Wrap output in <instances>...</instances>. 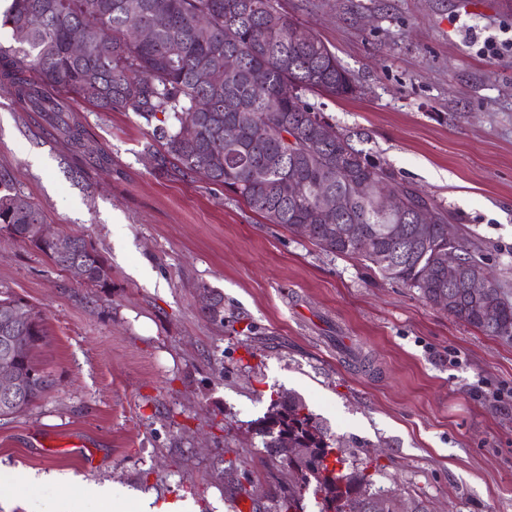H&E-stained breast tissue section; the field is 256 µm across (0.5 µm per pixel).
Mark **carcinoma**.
I'll use <instances>...</instances> for the list:
<instances>
[{
  "instance_id": "cac0c4a2",
  "label": "carcinoma",
  "mask_w": 512,
  "mask_h": 512,
  "mask_svg": "<svg viewBox=\"0 0 512 512\" xmlns=\"http://www.w3.org/2000/svg\"><path fill=\"white\" fill-rule=\"evenodd\" d=\"M0 26L10 28L12 39L8 46L0 44V81L32 111L62 113L64 98L72 96L100 110L134 112L153 126V137L164 147L161 165L172 159L182 175L223 186L270 224L290 231L311 224L309 239L323 250L366 262L383 278L417 289L433 307L446 296L448 315L487 336L512 340V302L504 300L489 319L467 291V270L485 263V257L467 238L448 241V210L370 161L340 133L325 149H310L329 121L306 102V94L346 97L355 85L329 45L312 33L298 36L300 25L277 9L276 0H13ZM141 27L153 28L152 40L134 37ZM105 28L112 32L107 40L102 39ZM75 31L94 45L92 54H71ZM226 55L240 57L237 72L224 71ZM199 99L209 100L211 111H197ZM243 114L250 121L239 142H225L224 119ZM62 123L73 151L99 168L109 166L108 154L91 144L79 119L70 116ZM188 123L198 128L194 140L182 136ZM287 171L300 186L291 196L281 189ZM323 189L348 200L334 224L317 216V192ZM386 191L402 203L393 214L381 208ZM421 204L433 211L424 240L405 219ZM42 223L36 205L0 173V229L34 245L78 284L111 287L106 260L86 239L68 236L60 249L37 236L35 225ZM450 249L462 265L455 288L448 287L444 267ZM199 290L206 298L204 316L224 324V297L206 284ZM6 320L12 323L16 369L25 384L14 401L0 399V417L25 411L54 386L53 375L36 358L47 336L42 316L8 295L0 298V329ZM278 408L275 431L255 422L269 456H275L271 434L286 433L299 447L311 449L308 467L327 468L332 456L343 464L299 395L280 398ZM372 463L368 458L364 466L340 473L345 484L336 486L335 512H375L379 493L372 491ZM288 475L295 490L278 509L299 512L297 491L303 490L306 474L290 467Z\"/></svg>"
}]
</instances>
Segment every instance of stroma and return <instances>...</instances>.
Wrapping results in <instances>:
<instances>
[{"instance_id":"1","label":"stroma","mask_w":512,"mask_h":512,"mask_svg":"<svg viewBox=\"0 0 512 512\" xmlns=\"http://www.w3.org/2000/svg\"><path fill=\"white\" fill-rule=\"evenodd\" d=\"M317 34L356 96L306 100L352 145L447 209L512 297V0H277ZM111 159L75 155L54 119L0 84V171L53 233L111 269L77 284L0 230V291L39 312L37 358L56 384L0 418V471L53 470L193 500L199 512H274L291 481L250 427L276 393L304 398L346 466L427 512H512V341L487 336L267 223L200 177L158 169L134 112L69 102ZM224 297L201 312L199 285ZM92 512L44 488L0 512ZM200 292L203 291L206 298L205 306L201 308L204 316L213 323L223 324L224 322V297L213 288L206 284L199 287Z\"/></svg>"}]
</instances>
